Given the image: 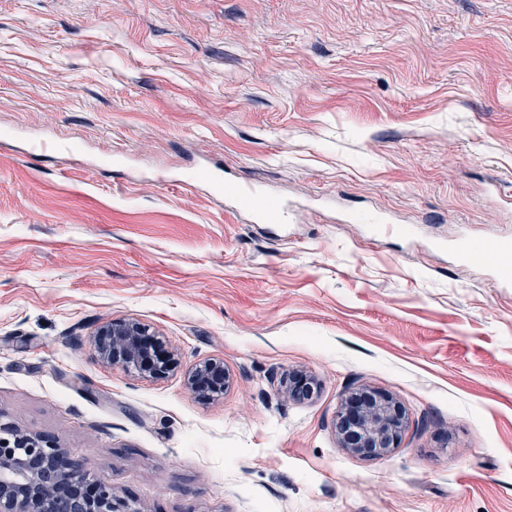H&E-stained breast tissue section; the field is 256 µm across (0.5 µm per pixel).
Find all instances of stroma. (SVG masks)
Returning a JSON list of instances; mask_svg holds the SVG:
<instances>
[{"instance_id": "stroma-1", "label": "stroma", "mask_w": 512, "mask_h": 512, "mask_svg": "<svg viewBox=\"0 0 512 512\" xmlns=\"http://www.w3.org/2000/svg\"><path fill=\"white\" fill-rule=\"evenodd\" d=\"M498 238L512 0H0V424L135 512H512V288L456 253ZM131 318L173 371L94 358ZM362 389L406 414L380 457L334 435ZM227 196L233 199L237 203L245 204V198H251L252 204H245L248 208V212L254 221H264L268 219H276L278 224H284L287 217V211L278 206L275 213L271 214L267 212L259 202V192L256 188L247 182H237L230 185L228 188ZM229 382L224 363L207 360L200 363L187 377L188 388L197 396L211 399L223 394Z\"/></svg>"}]
</instances>
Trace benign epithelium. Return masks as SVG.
I'll use <instances>...</instances> for the list:
<instances>
[{"label":"benign epithelium","instance_id":"7a95c632","mask_svg":"<svg viewBox=\"0 0 512 512\" xmlns=\"http://www.w3.org/2000/svg\"><path fill=\"white\" fill-rule=\"evenodd\" d=\"M155 334L135 319L112 322L95 335V357L144 377L156 378L174 365L171 356L156 359ZM288 384L290 397L307 399L315 379L300 375ZM229 375L224 363L207 360L187 377L188 388L211 399L224 392ZM404 415L390 395L362 390L346 397L336 413L334 431L348 453L379 457L397 447ZM0 512H132L107 481L89 479L68 451L43 435H15L0 426Z\"/></svg>","mask_w":512,"mask_h":512}]
</instances>
